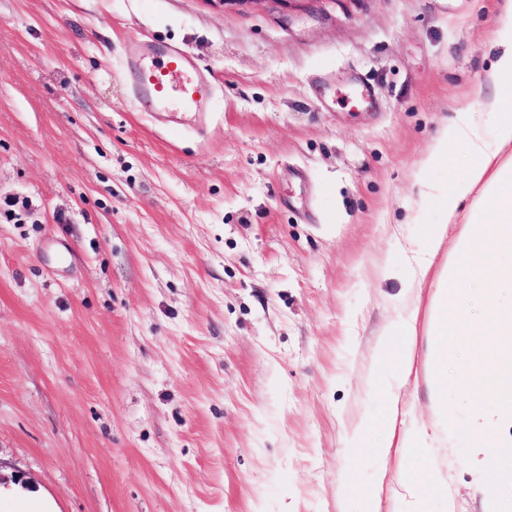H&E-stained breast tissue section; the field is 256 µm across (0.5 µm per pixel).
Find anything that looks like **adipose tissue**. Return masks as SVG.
Listing matches in <instances>:
<instances>
[{
	"label": "adipose tissue",
	"mask_w": 512,
	"mask_h": 512,
	"mask_svg": "<svg viewBox=\"0 0 512 512\" xmlns=\"http://www.w3.org/2000/svg\"><path fill=\"white\" fill-rule=\"evenodd\" d=\"M486 121L488 128L483 131L471 123L466 113H457L426 159L430 165L442 160L449 146L458 141L468 147L465 169L442 199L446 223L429 229V247L410 261L413 282L424 283L432 275L437 278L425 358L417 360L415 354L417 313L387 327L385 336L397 342L398 355L388 384L375 387L386 402V413L377 423L370 419L359 421L349 437L351 447L360 448L373 425H380L384 434L376 447L381 465L374 482L363 492L362 512H380L387 479L385 463L390 456L406 460L429 444L447 446L449 433L457 428L455 419L448 414L439 415L428 426L398 430L401 391L417 365H424L431 402L434 407H441L448 399V364L454 355L450 338L480 332L487 340L472 348L476 370L462 381L467 427L472 434L466 465L478 476L486 502L498 512H512V496L505 490L503 479L493 475L498 449L512 447V113L492 102ZM452 224L461 227L455 240L459 260L476 265L486 254L509 259L508 265L498 271L494 302L485 305L475 317L470 314L472 297L460 286L457 263L439 270L434 267L438 248Z\"/></svg>",
	"instance_id": "obj_1"
}]
</instances>
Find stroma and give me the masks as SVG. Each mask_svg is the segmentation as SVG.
<instances>
[{
    "mask_svg": "<svg viewBox=\"0 0 512 512\" xmlns=\"http://www.w3.org/2000/svg\"><path fill=\"white\" fill-rule=\"evenodd\" d=\"M512 0H0V484L54 512H360L383 328L435 285L409 259L461 174L456 113H512ZM185 48L199 116L143 112V40ZM376 91L354 105V75ZM405 427L432 423L424 375ZM470 437L389 458L380 512L433 466L486 512ZM354 493H347V486Z\"/></svg>",
    "mask_w": 512,
    "mask_h": 512,
    "instance_id": "35a3bbf8",
    "label": "stroma"
}]
</instances>
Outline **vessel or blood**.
Returning a JSON list of instances; mask_svg holds the SVG:
<instances>
[{"mask_svg": "<svg viewBox=\"0 0 512 512\" xmlns=\"http://www.w3.org/2000/svg\"><path fill=\"white\" fill-rule=\"evenodd\" d=\"M133 95L144 111L201 113L206 111L211 87L181 48L153 41L142 54L126 63Z\"/></svg>", "mask_w": 512, "mask_h": 512, "instance_id": "b4317fda", "label": "vessel or blood"}]
</instances>
